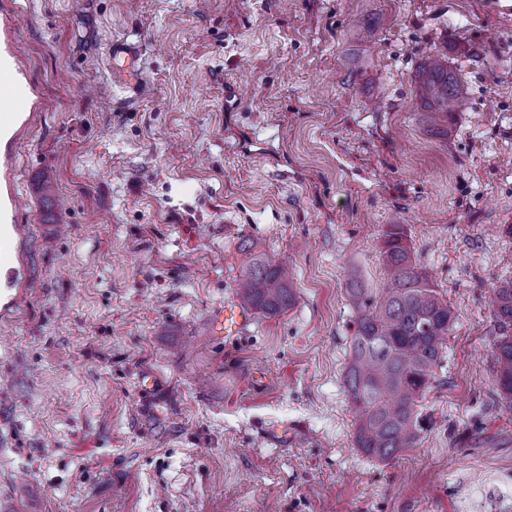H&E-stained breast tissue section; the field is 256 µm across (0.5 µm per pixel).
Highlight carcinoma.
I'll use <instances>...</instances> for the list:
<instances>
[{
    "label": "carcinoma",
    "mask_w": 512,
    "mask_h": 512,
    "mask_svg": "<svg viewBox=\"0 0 512 512\" xmlns=\"http://www.w3.org/2000/svg\"><path fill=\"white\" fill-rule=\"evenodd\" d=\"M424 130L448 138L454 112L469 98L448 61V44L436 47L414 75ZM404 225L390 224L381 253L387 286L380 293L348 275L347 297L356 317L351 355L343 382L355 414V447L378 461H390L417 445L423 419L420 399L434 378L454 322L448 300L418 264L406 243ZM241 302L261 317L284 314L296 300L293 281L282 262L255 244L248 246L247 268L238 280ZM496 317L512 327V281L494 288ZM494 393L500 410L512 413V335L493 342Z\"/></svg>",
    "instance_id": "obj_1"
}]
</instances>
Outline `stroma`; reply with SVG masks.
I'll return each instance as SVG.
<instances>
[{
  "label": "stroma",
  "instance_id": "1",
  "mask_svg": "<svg viewBox=\"0 0 512 512\" xmlns=\"http://www.w3.org/2000/svg\"><path fill=\"white\" fill-rule=\"evenodd\" d=\"M364 41L350 38L354 26ZM447 42L469 92L425 133ZM37 121L0 143L27 293L0 320V512H504L512 415L493 290L512 280V0H0ZM139 51L141 87L112 46ZM485 46L478 59L460 56ZM453 310L415 448L355 446L347 273L383 233ZM297 301L227 340L244 247ZM419 114L424 130L433 136L448 139L454 112L449 102L465 109L469 98L448 61V44L436 47L418 65L414 75ZM138 59V53L131 47H112V73L134 92L139 89L140 81ZM493 342L494 393L500 410L512 413V335L503 333Z\"/></svg>",
  "mask_w": 512,
  "mask_h": 512
}]
</instances>
